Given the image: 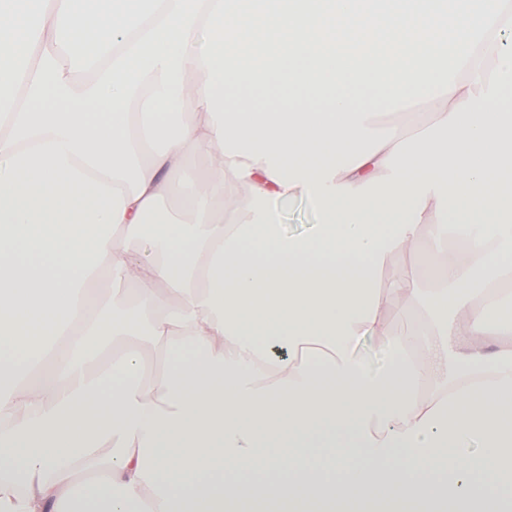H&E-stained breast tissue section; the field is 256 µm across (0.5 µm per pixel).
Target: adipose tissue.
Wrapping results in <instances>:
<instances>
[{"label": "adipose tissue", "mask_w": 512, "mask_h": 512, "mask_svg": "<svg viewBox=\"0 0 512 512\" xmlns=\"http://www.w3.org/2000/svg\"><path fill=\"white\" fill-rule=\"evenodd\" d=\"M450 3L0 0V512L512 490V0ZM365 81L436 101V131L376 130ZM298 194L307 236L272 208ZM424 249L437 271L387 273ZM367 336L394 355L377 378ZM282 230L291 235H306L321 216L314 202L303 195L279 201L273 205Z\"/></svg>", "instance_id": "obj_1"}]
</instances>
